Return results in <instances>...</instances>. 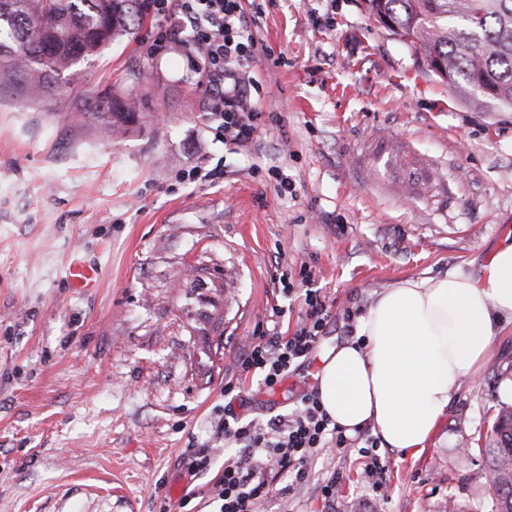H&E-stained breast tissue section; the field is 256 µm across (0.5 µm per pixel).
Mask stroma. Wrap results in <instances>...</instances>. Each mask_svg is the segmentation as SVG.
I'll return each instance as SVG.
<instances>
[{"label":"stroma","instance_id":"obj_1","mask_svg":"<svg viewBox=\"0 0 512 512\" xmlns=\"http://www.w3.org/2000/svg\"><path fill=\"white\" fill-rule=\"evenodd\" d=\"M244 7L264 118L249 148L225 143L148 12L59 101L0 96V512H201L236 451L216 433L225 414H288L375 290L472 273L512 234V110L463 104L365 0ZM107 88L148 106L102 140L78 116ZM195 166L208 177L177 179ZM77 263L94 287L71 280ZM309 288L330 312L317 348L275 386L240 375L246 337L292 334ZM506 405L511 327L430 448L381 449L382 495L358 452L327 448L305 482L280 476L263 512H446L452 498L492 512L484 450ZM190 445L209 449L208 471L190 472Z\"/></svg>","mask_w":512,"mask_h":512}]
</instances>
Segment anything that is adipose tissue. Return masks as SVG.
<instances>
[{"label":"adipose tissue","mask_w":512,"mask_h":512,"mask_svg":"<svg viewBox=\"0 0 512 512\" xmlns=\"http://www.w3.org/2000/svg\"><path fill=\"white\" fill-rule=\"evenodd\" d=\"M512 325V240L479 276L456 272L383 288L360 318L358 340L323 358L320 404L344 434L372 426L383 447L419 455L455 392L480 374Z\"/></svg>","instance_id":"obj_1"}]
</instances>
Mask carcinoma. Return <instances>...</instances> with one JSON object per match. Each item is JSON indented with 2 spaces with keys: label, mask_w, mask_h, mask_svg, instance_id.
Segmentation results:
<instances>
[{
  "label": "carcinoma",
  "mask_w": 512,
  "mask_h": 512,
  "mask_svg": "<svg viewBox=\"0 0 512 512\" xmlns=\"http://www.w3.org/2000/svg\"><path fill=\"white\" fill-rule=\"evenodd\" d=\"M400 41L444 68L460 100L483 111L512 110V0H366ZM139 0H0V94L29 104L58 97L81 59L130 33ZM137 101L91 93L84 117L103 136L137 122ZM493 512H512V405L499 409L486 450Z\"/></svg>",
  "instance_id": "carcinoma-1"
}]
</instances>
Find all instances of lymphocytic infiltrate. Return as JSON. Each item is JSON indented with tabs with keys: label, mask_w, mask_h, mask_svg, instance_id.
<instances>
[{
	"label": "lymphocytic infiltrate",
	"mask_w": 512,
	"mask_h": 512,
	"mask_svg": "<svg viewBox=\"0 0 512 512\" xmlns=\"http://www.w3.org/2000/svg\"><path fill=\"white\" fill-rule=\"evenodd\" d=\"M148 7L164 28L165 39L181 45L192 58L198 83L207 93L209 113L226 143H252L262 113L252 97L251 68L257 61L255 19L243 0H149ZM304 319L293 334H262L247 344L238 358L240 372L262 375L274 385L306 358L326 330L328 304L319 290L306 289ZM239 454L225 459L214 484L212 500L218 512H260L272 492L275 472L294 480L307 474L309 461L327 445L346 450L347 436L333 427L316 393L305 394L293 412L267 424L223 421L217 427Z\"/></svg>",
	"instance_id": "lymphocytic-infiltrate-1"
}]
</instances>
